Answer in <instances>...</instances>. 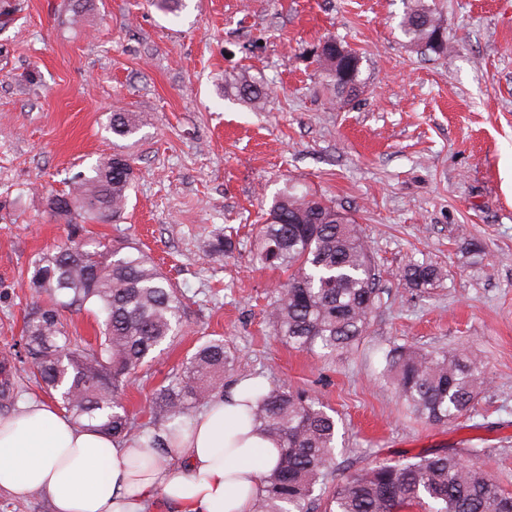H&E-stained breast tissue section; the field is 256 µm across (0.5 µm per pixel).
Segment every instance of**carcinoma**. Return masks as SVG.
Instances as JSON below:
<instances>
[{"label":"carcinoma","mask_w":512,"mask_h":512,"mask_svg":"<svg viewBox=\"0 0 512 512\" xmlns=\"http://www.w3.org/2000/svg\"><path fill=\"white\" fill-rule=\"evenodd\" d=\"M408 43L437 55L448 53V32L435 3L406 0L399 23ZM317 63L333 103L360 89V59L335 38L323 40ZM236 95L263 108L265 87L244 73L231 83ZM140 129L133 112H114L108 131L130 139ZM131 158L123 151L71 178L66 192L47 198L49 213L68 224L118 223L132 183ZM258 263L283 269L288 279L274 289L268 316L274 335L289 347L333 356L364 335L380 303L375 265L355 221L321 197L286 184L274 196L254 243ZM405 279L428 288L443 279L440 267L413 260ZM28 289L34 299L24 327L32 374L75 423L118 441L146 439L168 455L160 433L191 424L194 412L224 394V374L235 357L222 339H209L169 384L153 393L150 420L136 424L123 399L127 380L178 336L183 294L138 247L90 250L72 239L31 262ZM91 306L99 320L97 348L69 336L60 308ZM380 375L393 380L407 408L435 425L466 416L485 383L483 364L464 352L396 346L384 355ZM246 400L248 416L277 444L279 459L262 478L253 512H311L316 487L327 484L336 448L337 421L303 391L279 384L256 385ZM417 502L428 512H512L504 492L481 467L464 465L455 450H440L402 463L378 462L358 469L336 486L326 512H396Z\"/></svg>","instance_id":"carcinoma-1"}]
</instances>
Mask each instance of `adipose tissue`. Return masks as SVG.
I'll use <instances>...</instances> for the list:
<instances>
[{"label": "adipose tissue", "mask_w": 512, "mask_h": 512, "mask_svg": "<svg viewBox=\"0 0 512 512\" xmlns=\"http://www.w3.org/2000/svg\"><path fill=\"white\" fill-rule=\"evenodd\" d=\"M246 383L219 395L176 435L168 460L140 439L121 442L74 424L43 402L0 419V490L45 493L54 512H251L261 477L278 460L275 444L250 424Z\"/></svg>", "instance_id": "1"}]
</instances>
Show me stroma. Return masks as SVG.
<instances>
[{"label":"stroma","mask_w":512,"mask_h":512,"mask_svg":"<svg viewBox=\"0 0 512 512\" xmlns=\"http://www.w3.org/2000/svg\"><path fill=\"white\" fill-rule=\"evenodd\" d=\"M0 0V363L16 403L50 397L21 346L29 264L70 234L138 244L186 297L183 335L133 375L139 421L195 348L223 338L247 380L307 392L337 411L328 484L383 460L441 448L512 493V0H439L452 49L423 54L399 28L402 0ZM328 37L361 58V89L339 106L314 60ZM267 84L263 111L225 94L240 73ZM136 112L134 178L118 224L52 217L50 192L113 153L105 128ZM359 224L381 301L358 346L330 359L278 340L266 318L287 272L252 241L284 180ZM231 235L229 252L216 250ZM480 243L482 256L468 253ZM445 273L407 284L410 259ZM406 345L478 356L475 408L439 426L410 415L383 356Z\"/></svg>","instance_id":"obj_1"}]
</instances>
